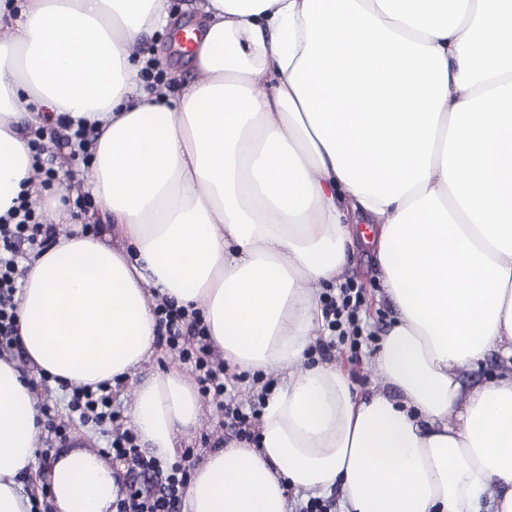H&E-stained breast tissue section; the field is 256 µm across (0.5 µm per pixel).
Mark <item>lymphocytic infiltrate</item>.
<instances>
[{
  "mask_svg": "<svg viewBox=\"0 0 512 512\" xmlns=\"http://www.w3.org/2000/svg\"><path fill=\"white\" fill-rule=\"evenodd\" d=\"M32 148L36 154L34 171H42L40 160L47 142H65L70 147L71 161L86 158L91 142L84 127L69 122L60 123L57 131L37 130ZM57 237L54 227L43 224L32 203L19 199L16 206L0 216V356L15 358L20 349L16 342V306L24 286L25 261L29 249L45 250ZM323 306L327 327L336 333L338 342L347 336H359L361 291L346 283L337 292L325 293ZM155 313L165 342L177 352L183 363L189 364L202 394L210 396L223 411L225 427L231 437L254 442L252 422L259 417L262 399L241 400L238 397L239 376H227L224 361L212 347L196 317L174 302L162 299ZM65 419L48 416L45 428L55 440L66 442L72 424H80L98 432L105 440V449L113 459L127 466L126 477L112 503L113 512H183L185 490L190 478L187 467L168 464L147 455L138 444L137 434L112 399L109 385L98 388L71 386L65 396Z\"/></svg>",
  "mask_w": 512,
  "mask_h": 512,
  "instance_id": "obj_1",
  "label": "lymphocytic infiltrate"
}]
</instances>
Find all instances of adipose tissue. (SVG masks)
Returning <instances> with one entry per match:
<instances>
[{"label":"adipose tissue","mask_w":512,"mask_h":512,"mask_svg":"<svg viewBox=\"0 0 512 512\" xmlns=\"http://www.w3.org/2000/svg\"><path fill=\"white\" fill-rule=\"evenodd\" d=\"M0 40V216L50 197L72 227L31 254L17 307L28 372L0 359V512H112L122 467L79 448L37 469L32 390L127 385L143 448L174 460L204 406L159 355L157 300L196 314L225 365L274 375L251 448L204 451L188 512H512V0H204L178 98L139 87L169 0H19ZM97 129L74 224L33 176L32 125ZM372 224L396 312L359 392L310 358L355 229ZM490 381L466 375L488 354ZM333 495L334 497L336 498V504H335V501L332 500L330 497L328 496H322V497H327V498H322V497H310L307 501H297L295 503H292V509H291V506H290V503L291 501L293 500V495H289V506H290V509L292 510V512H296V505H298L299 503V509L297 510V512H333L334 509H335V506H336V511L335 512H339L341 511V508H340V501H338V499H340L339 495L335 492H333ZM300 502H305V503H300Z\"/></svg>","instance_id":"obj_1"}]
</instances>
